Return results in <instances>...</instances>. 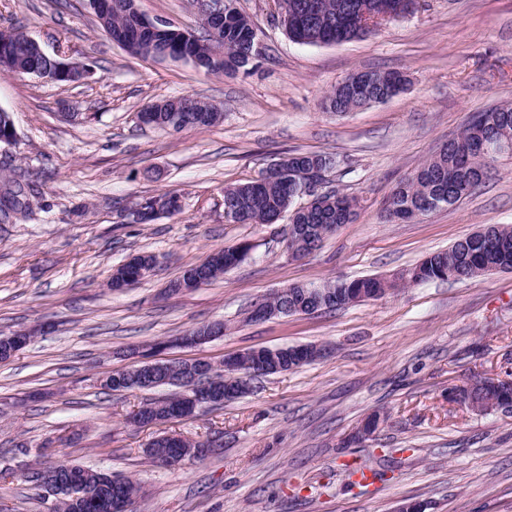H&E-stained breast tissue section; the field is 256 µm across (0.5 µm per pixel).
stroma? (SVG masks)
I'll return each instance as SVG.
<instances>
[{
    "label": "stroma",
    "mask_w": 512,
    "mask_h": 512,
    "mask_svg": "<svg viewBox=\"0 0 512 512\" xmlns=\"http://www.w3.org/2000/svg\"><path fill=\"white\" fill-rule=\"evenodd\" d=\"M265 46L249 72L215 76L190 62L142 60L112 43L82 0H0L14 24L51 53L91 62L83 85L0 74V108L15 148L0 166L38 185L34 219L0 223V334L37 328L0 361V512H48L26 477L69 462L138 480L137 512H512V413L479 414L448 390L512 379V272L434 281L331 313L250 322L256 300L291 284L390 275L480 226L512 224V157L474 194L414 223L381 216L394 186L473 115L512 103V0H420L411 13L341 44L301 45L275 0H239ZM402 71L407 89L345 114L325 95L357 70ZM190 96L220 107L215 126L177 133L140 126L148 103ZM334 156L332 187L360 200L352 223L289 257L277 224L224 219L226 186L258 179L290 150ZM181 193L177 214L150 224L118 216L137 196ZM256 245L240 265L190 292L168 283L213 250ZM148 252L153 274L108 288L114 266ZM221 322L222 336L168 359L250 347L326 346V357L253 380L223 409L167 423L223 445L178 471L150 460L153 426L127 424L153 393L96 383L136 366L129 349ZM370 440L352 434L370 415Z\"/></svg>",
    "instance_id": "stroma-1"
}]
</instances>
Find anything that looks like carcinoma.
<instances>
[{
    "instance_id": "carcinoma-1",
    "label": "carcinoma",
    "mask_w": 512,
    "mask_h": 512,
    "mask_svg": "<svg viewBox=\"0 0 512 512\" xmlns=\"http://www.w3.org/2000/svg\"><path fill=\"white\" fill-rule=\"evenodd\" d=\"M112 11L94 14L99 28L109 33L112 41L119 44L129 55L140 56L137 47L140 42L158 38L160 34L147 30L141 19L125 9V0H112ZM377 0H279L280 15L288 35L295 41L316 45L341 43L364 36L361 25L364 14L374 9ZM201 32L177 45L173 52L178 56L189 55L199 61V67L215 74L212 64L223 61L225 74H233L248 67L250 47L248 38L252 23L248 16L239 12L224 11V17L198 14ZM5 46L0 50V72L29 75L36 69L46 70L50 62L36 50L26 35L10 26L0 29V41ZM373 82L364 86L332 90L326 97L327 103L337 111H354L374 103L400 82H408L407 76L399 71H372ZM145 109L153 110L154 127L162 129L170 117H181V128L208 127L218 121L223 113L206 100L192 97H178L151 103ZM480 120L467 123L448 146L429 157L412 175L401 180L393 188L390 199L396 207L395 217L400 222H418L430 212L452 205L471 194L483 182L481 176H490L497 156L484 157L477 153L467 154L458 144L476 145L488 136H509L512 138V104H502L479 113ZM327 158L326 154L298 150L286 152L278 158L280 172L272 179L256 183L249 181L224 188V198L233 200L242 217L249 224H277L282 215L291 213L296 201L291 199L292 184L301 174L306 173ZM37 192L22 179V174L12 168L0 176V211L5 218L27 220L35 213L34 201ZM358 198L350 193L336 197V190L318 195L300 213L295 223L315 235L319 242L317 228L324 224H349L356 216ZM248 256L235 247H224L213 251L199 264L190 267L209 284L241 264ZM139 258L149 260V265L140 272L125 262L112 270L111 289L117 290L122 282H139L150 276L157 266L152 254H141ZM501 269L512 271V225L492 224L485 228V238L475 243L465 237L455 241L444 250L427 254L415 266L392 274L385 281L374 277H361L350 281L326 282L323 288H332L336 293L346 288H362L367 294H375L384 288L396 290L411 284L431 281H448L456 274L462 279H476L483 273ZM132 370H116L109 374L110 381L103 387L112 391L130 390L127 380ZM476 388L481 400H501L512 396V382L500 378L479 379ZM181 393L162 400H147L140 404V414L145 419H160L165 423L179 419L174 408L181 403ZM172 438L163 432L146 448L147 456L155 460L162 454L180 455L189 448H201L199 441L180 438L176 445H170ZM60 473L79 484L80 496L62 499L53 512H110L108 505L116 494H121L129 512H135L134 505L144 495L141 484L124 475L84 468L76 464L60 465Z\"/></svg>"
}]
</instances>
